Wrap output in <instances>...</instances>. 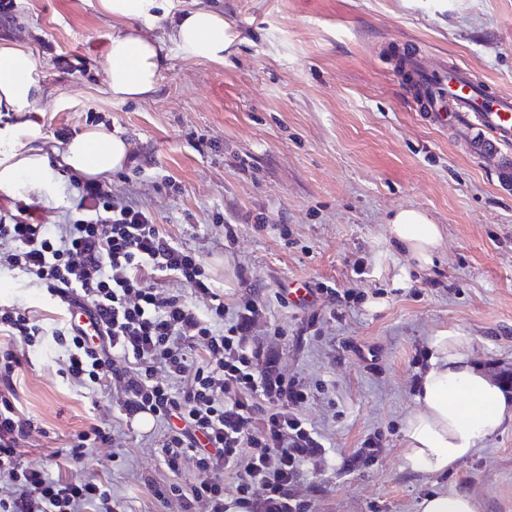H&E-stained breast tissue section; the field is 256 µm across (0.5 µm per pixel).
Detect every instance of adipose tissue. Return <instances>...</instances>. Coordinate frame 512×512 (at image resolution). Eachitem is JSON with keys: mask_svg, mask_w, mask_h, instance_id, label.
<instances>
[{"mask_svg": "<svg viewBox=\"0 0 512 512\" xmlns=\"http://www.w3.org/2000/svg\"><path fill=\"white\" fill-rule=\"evenodd\" d=\"M101 12L126 25L111 41L105 71L108 88L120 101L152 92L160 78V46L132 30L135 22L160 19L163 0H98ZM227 29L222 15L203 9L178 16L174 40L187 58L223 61ZM35 59L27 49L0 43V104L13 111H31L37 100L32 79ZM128 159V145L117 134L90 128L65 145L61 161L71 172L104 177ZM52 190L49 161L41 148L20 146L15 134L0 131V192L48 193ZM388 232L419 264L432 262L443 234L422 211L397 210ZM417 408L406 422L410 448L403 467L438 474L472 455L485 438L512 419V398L473 362L466 337L444 331L434 336L427 371L416 396Z\"/></svg>", "mask_w": 512, "mask_h": 512, "instance_id": "ef3b65f1", "label": "adipose tissue"}]
</instances>
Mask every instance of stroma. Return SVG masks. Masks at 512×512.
<instances>
[{"label":"stroma","mask_w":512,"mask_h":512,"mask_svg":"<svg viewBox=\"0 0 512 512\" xmlns=\"http://www.w3.org/2000/svg\"><path fill=\"white\" fill-rule=\"evenodd\" d=\"M174 13L223 15L229 43L220 63L185 58L173 28L141 27L160 42L156 88L113 99L105 58L120 24L98 0H16L0 16V41L28 48L38 87L32 111L0 106V129L39 128L44 151L55 130L96 125L116 131L130 161L110 175L115 193L149 207L173 240L198 251L223 290L266 303L268 327L282 328L289 372L319 385L303 413L323 436L328 462L301 491L313 512H419L436 491L472 495L480 512H512V422L448 472L404 470L408 417L416 410L414 357L438 331L469 341L475 364L512 395V191L500 188L447 129L423 120L392 74L386 48L413 47L435 66L473 69L512 93V0H170ZM83 58L64 71L58 55ZM54 196L0 192V213L25 204L41 222L63 223L74 173L51 159ZM404 207L442 228L433 264L421 267L390 237L387 220ZM267 226L256 229V218ZM238 225L234 250L223 223ZM287 225L281 239L277 225ZM249 278L240 281L237 267ZM323 283L353 295L337 319L302 333L308 312L281 306L276 291ZM0 305L28 310L43 329L17 367L20 407L41 429L25 463L74 480L108 478L122 512H159L148 479H169L155 422H128L110 381L89 391L63 374L67 346L55 336L66 311L45 287L0 270ZM372 349L368 370L357 348ZM112 427L114 446L65 463L56 449L87 424ZM384 448L376 465L351 470L348 457L368 434Z\"/></svg>","instance_id":"35a3bbf8"}]
</instances>
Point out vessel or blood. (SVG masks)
Returning <instances> with one entry per match:
<instances>
[{"label": "vessel or blood", "mask_w": 512, "mask_h": 512, "mask_svg": "<svg viewBox=\"0 0 512 512\" xmlns=\"http://www.w3.org/2000/svg\"><path fill=\"white\" fill-rule=\"evenodd\" d=\"M392 70L408 87L417 109L437 126L450 127L469 155L512 186V94L489 88L458 64L430 67L418 51L392 50Z\"/></svg>", "instance_id": "1"}]
</instances>
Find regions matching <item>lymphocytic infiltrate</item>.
<instances>
[{"mask_svg":"<svg viewBox=\"0 0 512 512\" xmlns=\"http://www.w3.org/2000/svg\"><path fill=\"white\" fill-rule=\"evenodd\" d=\"M62 224L35 221L29 207L0 216V268L17 270L50 293H74L97 314V345L68 326L64 372L89 389L110 377L128 420L149 413L163 427L160 453L171 482L157 487L162 504L180 512H312L298 487L306 470L326 463L320 434L303 415L310 386L289 373L281 329L263 331L265 306L245 297L226 305L201 255L175 243L146 207L105 182L76 181ZM170 277L194 297L155 287ZM16 349L0 351V512H117L109 482L73 481L25 464L36 427L17 406ZM202 473L187 483V471ZM233 501H226V494Z\"/></svg>","mask_w":512,"mask_h":512,"instance_id":"f902f5d3","label":"lymphocytic infiltrate"}]
</instances>
